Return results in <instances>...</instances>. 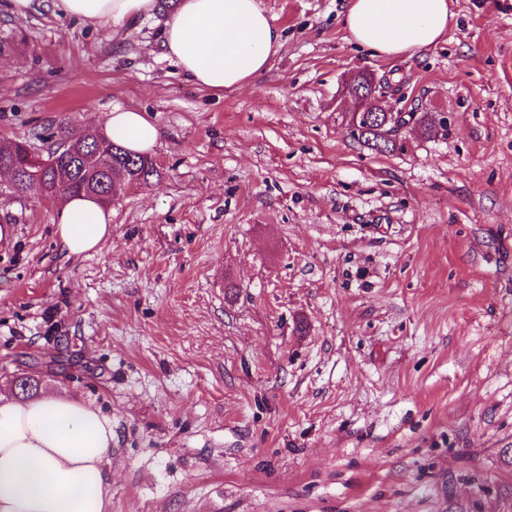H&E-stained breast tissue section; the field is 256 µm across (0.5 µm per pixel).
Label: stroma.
Returning a JSON list of instances; mask_svg holds the SVG:
<instances>
[{
  "label": "stroma",
  "instance_id": "35a3bbf8",
  "mask_svg": "<svg viewBox=\"0 0 512 512\" xmlns=\"http://www.w3.org/2000/svg\"><path fill=\"white\" fill-rule=\"evenodd\" d=\"M348 2L259 0L283 43L224 93L161 14L114 37L0 8V141L117 104L161 132L97 253L0 193V387L111 418L109 512H512V0H453L396 58L351 43ZM361 70L446 134L367 148L339 111Z\"/></svg>",
  "mask_w": 512,
  "mask_h": 512
}]
</instances>
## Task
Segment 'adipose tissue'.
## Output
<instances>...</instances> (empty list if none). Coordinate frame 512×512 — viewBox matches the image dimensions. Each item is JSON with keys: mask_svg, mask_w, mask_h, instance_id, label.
<instances>
[{"mask_svg": "<svg viewBox=\"0 0 512 512\" xmlns=\"http://www.w3.org/2000/svg\"><path fill=\"white\" fill-rule=\"evenodd\" d=\"M54 9L113 31L152 15L155 0H52ZM454 13L451 0H350L344 27L373 54L395 57L435 45ZM164 46L184 76L213 91L239 89L269 69L281 33L258 0H178ZM105 135L145 153L159 130L143 112L114 106ZM60 249L80 256L112 234V213L86 197L63 199L55 212ZM112 421L92 404L46 395L0 393V512H107Z\"/></svg>", "mask_w": 512, "mask_h": 512, "instance_id": "obj_1", "label": "adipose tissue"}]
</instances>
